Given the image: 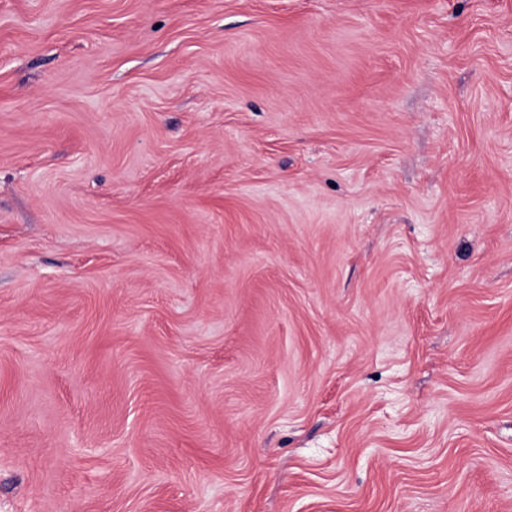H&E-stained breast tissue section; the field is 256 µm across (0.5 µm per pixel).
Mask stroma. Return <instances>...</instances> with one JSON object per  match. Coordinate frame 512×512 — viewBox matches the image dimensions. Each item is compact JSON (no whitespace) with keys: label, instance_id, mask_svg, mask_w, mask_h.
<instances>
[{"label":"stroma","instance_id":"stroma-1","mask_svg":"<svg viewBox=\"0 0 512 512\" xmlns=\"http://www.w3.org/2000/svg\"><path fill=\"white\" fill-rule=\"evenodd\" d=\"M0 512H512V0H0Z\"/></svg>","mask_w":512,"mask_h":512}]
</instances>
